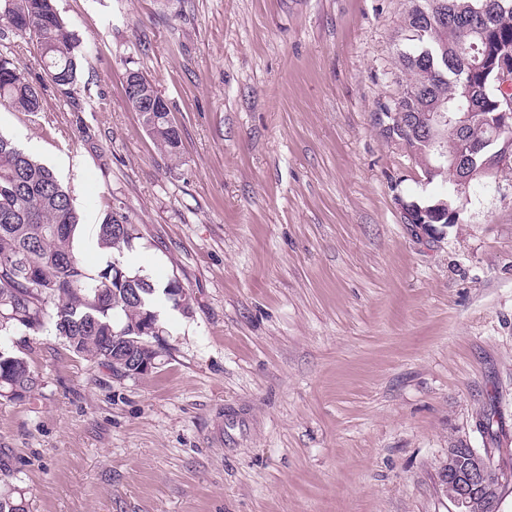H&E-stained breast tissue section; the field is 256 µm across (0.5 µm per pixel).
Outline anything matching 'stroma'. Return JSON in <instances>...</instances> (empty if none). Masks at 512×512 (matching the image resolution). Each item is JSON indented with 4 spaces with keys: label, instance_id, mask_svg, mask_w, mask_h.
Listing matches in <instances>:
<instances>
[{
    "label": "stroma",
    "instance_id": "1",
    "mask_svg": "<svg viewBox=\"0 0 512 512\" xmlns=\"http://www.w3.org/2000/svg\"><path fill=\"white\" fill-rule=\"evenodd\" d=\"M407 7L55 0L67 92L0 19V58L44 103L0 106V132L69 190L80 256L105 267L96 226L124 208L142 237L122 264L192 308L163 300L161 363L135 378L34 336L39 390L0 400V475L31 512H458L449 448L512 469V170L470 184L458 223L406 222L448 192L379 121ZM131 71L167 100L180 164L128 103Z\"/></svg>",
    "mask_w": 512,
    "mask_h": 512
}]
</instances>
